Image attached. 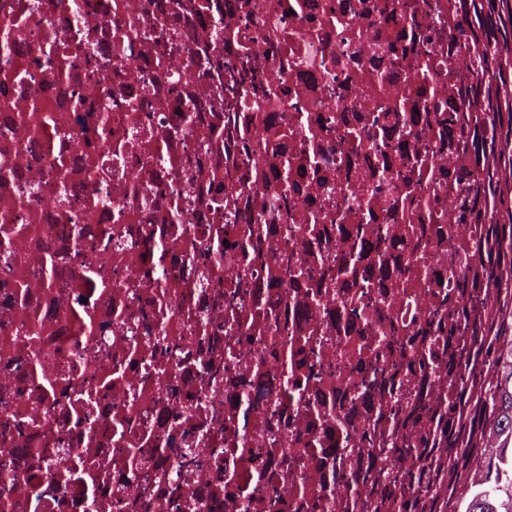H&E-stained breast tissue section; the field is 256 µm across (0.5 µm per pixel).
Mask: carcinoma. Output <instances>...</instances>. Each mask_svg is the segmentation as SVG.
<instances>
[{
  "instance_id": "1",
  "label": "carcinoma",
  "mask_w": 512,
  "mask_h": 512,
  "mask_svg": "<svg viewBox=\"0 0 512 512\" xmlns=\"http://www.w3.org/2000/svg\"><path fill=\"white\" fill-rule=\"evenodd\" d=\"M460 19L448 22V41L464 38L472 44L474 83L463 92L464 104L452 117L456 124L455 148L474 158L472 167L456 175L465 205L460 221L488 225L490 239L479 266L469 270L475 294L494 288L512 301V0H458ZM472 333L486 329L512 332V311L475 313ZM500 365L496 379L480 385L475 394L483 406L485 420L512 435V353L493 355ZM387 435L396 451L415 456L441 474L454 468V459L428 460L427 435L417 440L399 437L398 424L390 421ZM512 480L494 478L474 494L466 512H512Z\"/></svg>"
}]
</instances>
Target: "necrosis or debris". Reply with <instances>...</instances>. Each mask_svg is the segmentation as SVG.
Wrapping results in <instances>:
<instances>
[{
  "label": "necrosis or debris",
  "mask_w": 512,
  "mask_h": 512,
  "mask_svg": "<svg viewBox=\"0 0 512 512\" xmlns=\"http://www.w3.org/2000/svg\"><path fill=\"white\" fill-rule=\"evenodd\" d=\"M380 2L0 0V512H394L380 416L475 411L472 46Z\"/></svg>",
  "instance_id": "obj_1"
}]
</instances>
